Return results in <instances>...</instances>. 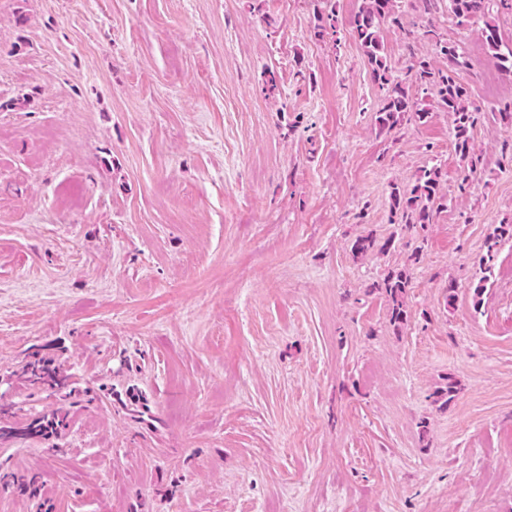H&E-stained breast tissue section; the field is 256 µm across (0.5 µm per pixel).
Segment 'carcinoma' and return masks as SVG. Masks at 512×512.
I'll list each match as a JSON object with an SVG mask.
<instances>
[{
  "label": "carcinoma",
  "mask_w": 512,
  "mask_h": 512,
  "mask_svg": "<svg viewBox=\"0 0 512 512\" xmlns=\"http://www.w3.org/2000/svg\"><path fill=\"white\" fill-rule=\"evenodd\" d=\"M490 0H449V8L461 23L484 19L482 35L491 57L506 71H512V49L502 50L497 28L486 20ZM389 23L404 29L397 0H364L359 12L352 20L355 37L360 42L370 67L373 82L385 91L383 105L377 112L376 122L383 130L392 131L412 116L420 122L428 118L429 109L420 106L406 91L404 79L389 66L385 52L382 27ZM434 52L447 62L446 68H435L425 60L413 64L417 79L433 98L441 111L450 114L456 152L462 161V183H467L477 169L478 158L471 147L470 130L479 120V111L469 105L467 89L457 81V71L468 67V62L459 46L448 41L435 40ZM442 171L438 167L421 170L410 187H391L390 212L401 224L431 223L437 206ZM411 283L405 270L391 271L372 288L386 295L391 303L390 322L400 327L407 321L404 296ZM23 371L31 384L41 389H65L67 378L43 359H34L25 364ZM68 413L57 410L27 421L0 419V442L16 439L49 436L66 426Z\"/></svg>",
  "instance_id": "1"
}]
</instances>
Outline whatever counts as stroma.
Returning a JSON list of instances; mask_svg holds the SVG:
<instances>
[{"label":"stroma","mask_w":512,"mask_h":512,"mask_svg":"<svg viewBox=\"0 0 512 512\" xmlns=\"http://www.w3.org/2000/svg\"><path fill=\"white\" fill-rule=\"evenodd\" d=\"M398 4L394 71L443 66L429 26L469 62V185L448 113L379 130L362 0H0V406L69 413L0 444V512H512V73ZM442 171L439 167L421 170L414 184L399 188L392 186L390 191V212L393 223L420 224L424 227L431 224L433 211L437 206ZM410 283V274L406 270H398L389 272L381 282L372 285V289L383 292L390 301V322L397 328L407 321L404 296ZM23 371L28 375L32 385L48 390L57 388L58 391L68 387L67 378L62 376L56 367H52L43 359H34L25 364Z\"/></svg>","instance_id":"stroma-1"}]
</instances>
